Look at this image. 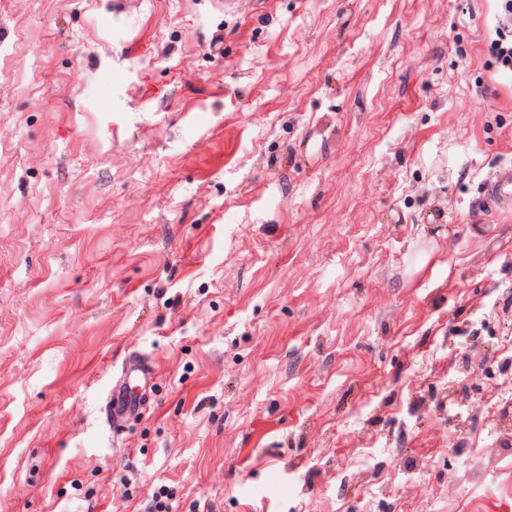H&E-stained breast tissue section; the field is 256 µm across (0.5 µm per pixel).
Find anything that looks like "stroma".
I'll list each match as a JSON object with an SVG mask.
<instances>
[{
  "label": "stroma",
  "mask_w": 512,
  "mask_h": 512,
  "mask_svg": "<svg viewBox=\"0 0 512 512\" xmlns=\"http://www.w3.org/2000/svg\"><path fill=\"white\" fill-rule=\"evenodd\" d=\"M116 2L0 0V512H512L496 0ZM488 196L502 206L512 204V165L502 166L485 182ZM141 373H150L147 363L138 360L129 361L125 366V381L113 391L106 403V418L112 424H118L125 417L135 413L140 406V397L135 391L137 384H133L131 376Z\"/></svg>",
  "instance_id": "35a3bbf8"
}]
</instances>
